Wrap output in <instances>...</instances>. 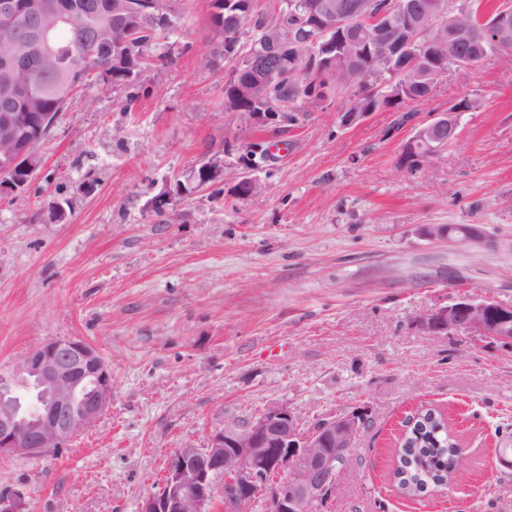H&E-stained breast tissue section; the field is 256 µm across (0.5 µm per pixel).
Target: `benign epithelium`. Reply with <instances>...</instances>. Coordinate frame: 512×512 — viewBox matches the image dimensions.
Returning a JSON list of instances; mask_svg holds the SVG:
<instances>
[{"label":"benign epithelium","instance_id":"7a95c632","mask_svg":"<svg viewBox=\"0 0 512 512\" xmlns=\"http://www.w3.org/2000/svg\"><path fill=\"white\" fill-rule=\"evenodd\" d=\"M373 2L361 7V19L372 29L376 40H387L397 29L403 39L384 51L385 68L379 82L389 89L400 85L396 56L411 51L408 65L419 69L428 84L443 79L434 68V56L424 62L415 50L418 40H431L435 30L444 34L448 72L460 73L491 56L503 55L512 41V8L490 9L483 0H467L458 6L454 0H423L417 11H410L406 0H388V7L372 11ZM467 16L466 23L453 25L447 16L456 10ZM313 14L319 24L308 39L311 52L336 49V69L354 68L355 51L336 48L330 37L352 24L344 4H316ZM69 20L58 0H0V39L18 41L22 32L31 33L24 55L3 54L0 67L11 74L28 70L26 60L51 62L59 53L53 42L57 28ZM497 44L472 54L469 46L475 32ZM267 62L254 65L265 75L279 70L282 52L268 44ZM27 85L14 81L0 89L4 106L26 97ZM16 113H0V142H15ZM458 136V112H439L429 124L418 129L408 141L411 151L432 156ZM7 168L19 167L21 180L5 182L13 195L27 187L39 171L42 160L31 145L15 147L0 159ZM421 234L448 237L458 241H483L478 224L457 231L448 224H426ZM416 326L429 334L464 330L490 343L512 345V306L489 297L468 294L448 305L427 310L415 318ZM112 367L92 344L76 338H51L14 360L8 370L0 369V456L25 454L30 457L54 455L71 445L96 425L112 404ZM369 424L362 412L336 413L308 427L295 409L273 405L247 422H224L201 447L176 449L169 457L160 489L147 495L140 512H207L215 497V473L224 471V500L228 512H252L263 501L265 512H321L336 494L341 471L353 459L361 433ZM286 473L283 479L280 473ZM0 512H31L25 492L14 489L0 493Z\"/></svg>","mask_w":512,"mask_h":512}]
</instances>
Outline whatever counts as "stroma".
Listing matches in <instances>:
<instances>
[{
	"mask_svg": "<svg viewBox=\"0 0 512 512\" xmlns=\"http://www.w3.org/2000/svg\"><path fill=\"white\" fill-rule=\"evenodd\" d=\"M154 49L129 86L85 85L39 147L21 194L0 196V366L49 338L95 345L111 407L57 455L0 458V491L32 512H139L174 449L269 406L307 424L360 410L371 423L325 512H512V346L428 335L420 313L461 294L512 305V63L451 74L399 115L341 114L356 92L296 102L288 133L224 108L232 62L215 54L210 0ZM465 101L459 136L413 173L397 159L413 126ZM272 143L236 197L238 150ZM211 157L224 180L199 186ZM478 224L483 243L422 237ZM440 410L463 447L450 488L412 500L392 480L393 437Z\"/></svg>",
	"mask_w": 512,
	"mask_h": 512,
	"instance_id": "1",
	"label": "stroma"
}]
</instances>
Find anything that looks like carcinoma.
Segmentation results:
<instances>
[{
  "label": "carcinoma",
  "instance_id": "cac0c4a2",
  "mask_svg": "<svg viewBox=\"0 0 512 512\" xmlns=\"http://www.w3.org/2000/svg\"><path fill=\"white\" fill-rule=\"evenodd\" d=\"M65 10L73 12L72 24L59 33L62 52L50 66L38 68L24 77L30 96L40 100L36 111L58 114L73 105L78 88L91 82L108 86L129 85L154 64L152 49L157 41L182 18L183 0H168L166 10L153 13V0H129L133 15L128 20L112 17L110 0H93L94 9L79 14L83 0H59ZM226 0H210L207 27L227 29L238 42L236 50L221 49L223 57L242 56L241 66L224 80V106L231 112H292L298 100L315 103L312 94L319 88L333 90L339 83H355L360 91L350 100V112L385 111L403 102L425 101L435 86L427 85L407 74L404 98H389L375 91L369 73L383 65L382 51L377 49L359 58L361 71L338 73L322 57H314L300 45L309 34L306 11L291 7L292 0H282L276 7L263 0H233L232 12ZM296 41L293 52L298 59L295 69L283 68L269 81L263 96L244 92L252 76L247 55L259 57L263 42L270 38ZM48 132L40 119L23 122L18 139L36 143ZM460 441L448 427L444 415L434 408L416 412L412 425L402 435L396 448L393 478L400 493L415 498L432 487L448 484L456 472V455Z\"/></svg>",
  "mask_w": 512,
  "mask_h": 512
}]
</instances>
